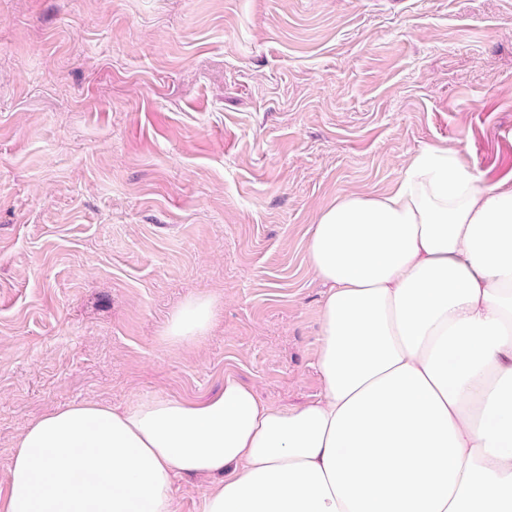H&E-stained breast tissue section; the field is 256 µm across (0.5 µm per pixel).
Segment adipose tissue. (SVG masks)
Wrapping results in <instances>:
<instances>
[{
    "label": "adipose tissue",
    "instance_id": "1",
    "mask_svg": "<svg viewBox=\"0 0 512 512\" xmlns=\"http://www.w3.org/2000/svg\"><path fill=\"white\" fill-rule=\"evenodd\" d=\"M307 260L327 291L320 395L275 408L233 377L214 396L74 403L18 439L0 512H512V182L445 147L392 189L336 198ZM186 300L165 335L209 331ZM210 478L183 475L174 483V512H203V502Z\"/></svg>",
    "mask_w": 512,
    "mask_h": 512
}]
</instances>
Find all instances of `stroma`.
Instances as JSON below:
<instances>
[{
    "mask_svg": "<svg viewBox=\"0 0 512 512\" xmlns=\"http://www.w3.org/2000/svg\"><path fill=\"white\" fill-rule=\"evenodd\" d=\"M428 146L512 176V0H0V489L72 403L315 399L310 230ZM216 308L210 297L197 296L186 300L169 318L165 336L176 344L192 343L205 336L211 328Z\"/></svg>",
    "mask_w": 512,
    "mask_h": 512,
    "instance_id": "35a3bbf8",
    "label": "stroma"
}]
</instances>
